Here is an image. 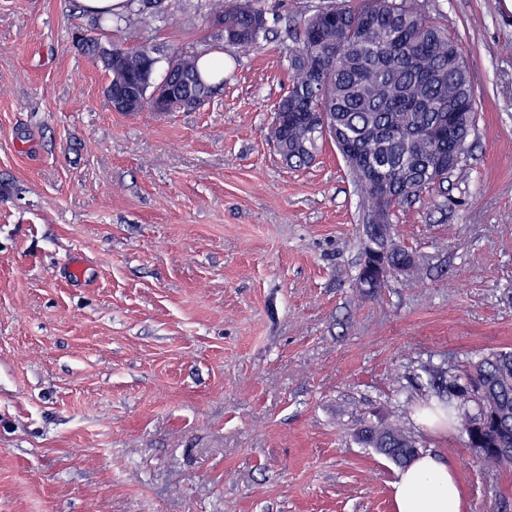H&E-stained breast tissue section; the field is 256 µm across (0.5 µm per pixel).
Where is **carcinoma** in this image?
I'll list each match as a JSON object with an SVG mask.
<instances>
[{
	"instance_id": "carcinoma-1",
	"label": "carcinoma",
	"mask_w": 512,
	"mask_h": 512,
	"mask_svg": "<svg viewBox=\"0 0 512 512\" xmlns=\"http://www.w3.org/2000/svg\"><path fill=\"white\" fill-rule=\"evenodd\" d=\"M163 0H128L122 14H102L105 24L130 25L151 9L164 15ZM209 25L217 39L254 49L269 33L265 13L253 0H208ZM125 52L124 67L112 71V87L133 85L141 66L156 65L154 49ZM201 56L170 58L164 77L180 86L192 109L205 104L215 85L201 74ZM288 91L275 106L268 140L292 166L312 162L323 141L342 137V154L362 194L366 218L378 211L377 190L389 199L384 222L393 224L404 205L441 188L465 162L476 129V99L458 42L427 16L424 0H341L297 21L288 54ZM444 126L446 135L427 131ZM388 269L377 287L402 275L413 257L389 235ZM437 407L457 423L470 448L487 449L486 465L505 464L501 449L512 448V351H494L469 362L461 374L424 368ZM358 443L405 468L423 445L395 423L360 420Z\"/></svg>"
}]
</instances>
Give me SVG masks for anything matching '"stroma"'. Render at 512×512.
Here are the masks:
<instances>
[{
	"label": "stroma",
	"instance_id": "obj_1",
	"mask_svg": "<svg viewBox=\"0 0 512 512\" xmlns=\"http://www.w3.org/2000/svg\"><path fill=\"white\" fill-rule=\"evenodd\" d=\"M330 2L259 0L272 31L245 52L206 0L102 28L79 0H0V512H394L363 418L437 452L463 512H512V468L416 418L424 366L512 349V0H425L477 130L440 196L399 212L417 265L373 296L335 146L291 168L268 140L294 21ZM76 31L222 52L224 82L195 110L112 111Z\"/></svg>",
	"mask_w": 512,
	"mask_h": 512
}]
</instances>
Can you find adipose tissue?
<instances>
[{
  "instance_id": "1",
  "label": "adipose tissue",
  "mask_w": 512,
  "mask_h": 512,
  "mask_svg": "<svg viewBox=\"0 0 512 512\" xmlns=\"http://www.w3.org/2000/svg\"><path fill=\"white\" fill-rule=\"evenodd\" d=\"M392 493L395 512H461L454 472L430 451L400 471Z\"/></svg>"
}]
</instances>
